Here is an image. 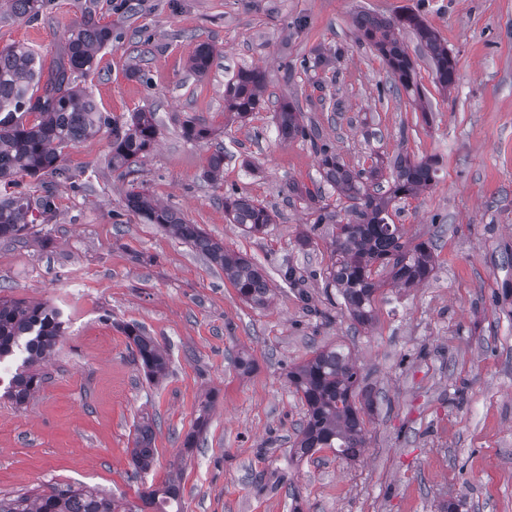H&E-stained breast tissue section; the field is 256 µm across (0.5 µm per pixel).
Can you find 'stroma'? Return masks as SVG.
<instances>
[{"mask_svg": "<svg viewBox=\"0 0 512 512\" xmlns=\"http://www.w3.org/2000/svg\"><path fill=\"white\" fill-rule=\"evenodd\" d=\"M84 8L112 38L78 83L111 123L64 149L66 176L23 179L21 191L51 192L55 211L0 239V298L49 303L65 321L40 390L23 406L0 398V499L71 485L131 506L172 480L183 512H443L451 500L512 512V0H49L33 19L0 13V49L22 44L51 66ZM360 10L419 13L447 44L458 80L445 92L403 35L430 123L390 93L385 64L356 37ZM202 46L212 65L200 76L190 59ZM243 67L267 82L263 107L240 120L224 110V85ZM280 99L349 168L402 152L438 159L433 184L390 209L405 239L434 238L433 275L416 288L383 282L369 326L325 279L331 225L288 191L320 173L308 138L278 139ZM134 112L154 113L159 134L127 174L110 162L111 126ZM189 121L212 136L187 140ZM219 146L212 181L203 173ZM134 184L265 267L266 305L244 302L223 270L131 212ZM230 193L268 207L265 234L228 222ZM289 265L304 290L283 283ZM127 323L164 347L159 382L134 361ZM334 346L374 399L365 446L354 461L332 448L293 457L307 407L286 373ZM207 400L208 426L184 447ZM145 419L156 454L138 472L130 450Z\"/></svg>", "mask_w": 512, "mask_h": 512, "instance_id": "stroma-1", "label": "stroma"}]
</instances>
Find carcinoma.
<instances>
[{"label": "carcinoma", "mask_w": 512, "mask_h": 512, "mask_svg": "<svg viewBox=\"0 0 512 512\" xmlns=\"http://www.w3.org/2000/svg\"><path fill=\"white\" fill-rule=\"evenodd\" d=\"M17 17L33 18L46 6V0H8ZM358 39L371 45L383 58L393 87L422 100L415 79V66L408 48L400 39L412 31L419 51L432 65L435 82L443 90L457 81L455 59L448 46L419 14L402 11L385 17L365 11L353 19ZM111 39V29L90 12L81 15L67 38L64 52L55 61L47 80L33 52L10 46L0 50V184L11 185L19 176L41 178L65 174L61 149L98 133L108 124L86 89L76 84L78 77L93 70L97 52ZM208 47H199L191 58L190 69L205 74L211 65ZM265 73L243 68L224 86V111L241 119L261 107ZM42 94L35 95V88ZM35 115L33 122L23 120ZM278 137L293 140L306 135L301 115L293 103H280L276 115ZM158 126L151 112H134L122 126H112V167L128 168L143 158L157 139ZM211 129L189 121L183 136L190 141L206 139ZM323 184H288L289 193L311 203L322 199L323 185L343 194L349 201L346 217L336 222L331 242V265L326 270L328 284L337 288L354 321L368 325L374 318L375 294L381 285L380 273L389 275L399 288H412L429 279L434 270L433 245L429 240L404 239L398 224L389 223L392 202L413 196L429 186L436 176L437 160H413L398 155L369 168L350 169L328 146L318 149ZM128 209L150 224H159L202 254L208 262L224 270V277L240 298L255 307L265 305L270 286L266 270L251 259L224 248L198 225L189 224L176 211L159 205L143 190L127 194ZM53 210L51 194L33 198L28 194L0 196V239H17L35 223L33 212L46 216ZM224 213L232 224L257 235L272 223L271 212L263 204L245 197H224ZM124 333L133 345L134 359L147 380L165 375L168 357L160 343L137 325H127ZM63 334L59 311L47 304L0 299V360L16 352L25 353L11 378L8 395L15 404H25L43 377L40 362L50 354ZM288 383L302 394L307 419L299 432L294 455L303 457L321 448H334L346 459L355 458L364 447L363 415L371 410L369 398L359 403L360 378L349 353L341 347L323 348L312 358L287 373ZM134 466L149 469L155 458L154 429L149 421L135 429ZM142 506L123 512H182L180 486L168 482L141 495ZM0 512H118L112 497L91 488L52 487L32 500L27 495L0 499Z\"/></svg>", "instance_id": "carcinoma-1"}]
</instances>
